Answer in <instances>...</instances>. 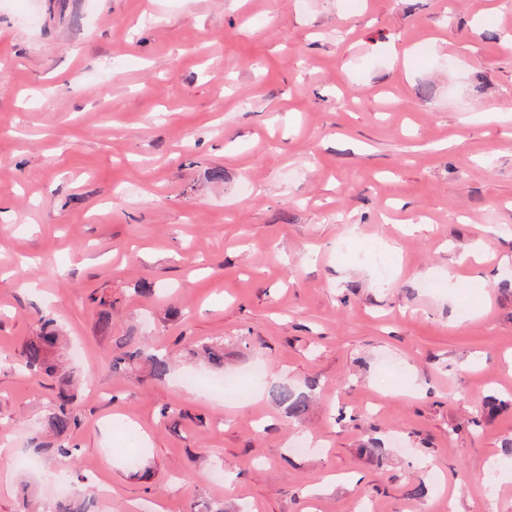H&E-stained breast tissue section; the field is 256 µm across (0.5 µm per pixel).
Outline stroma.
Wrapping results in <instances>:
<instances>
[{"instance_id": "stroma-1", "label": "stroma", "mask_w": 512, "mask_h": 512, "mask_svg": "<svg viewBox=\"0 0 512 512\" xmlns=\"http://www.w3.org/2000/svg\"><path fill=\"white\" fill-rule=\"evenodd\" d=\"M508 37L512 0H0V512L37 437L98 512H512ZM45 314L64 368L22 373ZM211 341L247 399L186 384ZM270 397L273 402L286 405L288 413L294 418L302 417L308 409L307 398L284 385L274 386L270 391ZM71 399L70 395L60 396V402L52 406L44 416L41 426L47 433L62 441L57 448H54V453L74 466L77 461L78 448L65 442L72 427L78 424V417L70 407Z\"/></svg>"}]
</instances>
